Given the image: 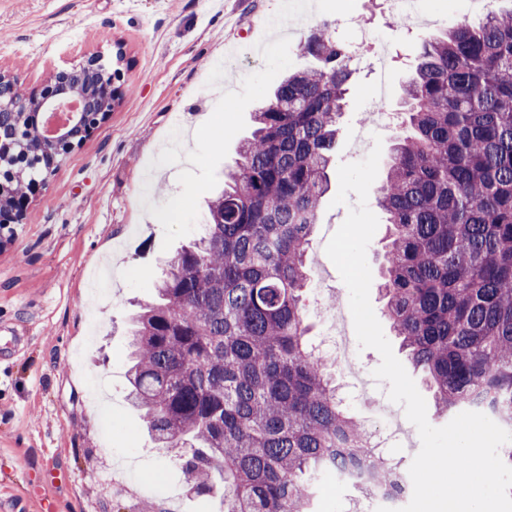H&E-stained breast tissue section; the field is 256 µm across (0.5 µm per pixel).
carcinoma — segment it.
I'll use <instances>...</instances> for the list:
<instances>
[{"label":"carcinoma","instance_id":"carcinoma-1","mask_svg":"<svg viewBox=\"0 0 512 512\" xmlns=\"http://www.w3.org/2000/svg\"><path fill=\"white\" fill-rule=\"evenodd\" d=\"M304 48L317 65L255 112L204 234L131 321L129 399L159 447L182 449L187 492L221 482L224 512H310L331 467L399 466L307 339V255L352 71L326 25ZM400 126L373 186L390 224L386 314L439 414L478 406L512 428V8L424 39ZM0 141L19 186L38 138L0 108Z\"/></svg>","mask_w":512,"mask_h":512}]
</instances>
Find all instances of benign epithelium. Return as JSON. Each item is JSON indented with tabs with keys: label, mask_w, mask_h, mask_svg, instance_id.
<instances>
[{
	"label": "benign epithelium",
	"mask_w": 512,
	"mask_h": 512,
	"mask_svg": "<svg viewBox=\"0 0 512 512\" xmlns=\"http://www.w3.org/2000/svg\"><path fill=\"white\" fill-rule=\"evenodd\" d=\"M111 70L112 64L103 55L91 53L78 65L57 72L56 80L25 91L18 72L0 69V84L11 85L16 93L7 107L29 118L47 156L42 175L30 178L25 192L15 198L9 222L22 220L31 198L47 185L57 155L68 153L86 140L115 108L120 90L114 86Z\"/></svg>",
	"instance_id": "benign-epithelium-1"
}]
</instances>
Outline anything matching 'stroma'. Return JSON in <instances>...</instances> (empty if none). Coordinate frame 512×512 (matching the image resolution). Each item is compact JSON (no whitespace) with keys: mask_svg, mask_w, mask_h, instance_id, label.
<instances>
[{"mask_svg":"<svg viewBox=\"0 0 512 512\" xmlns=\"http://www.w3.org/2000/svg\"><path fill=\"white\" fill-rule=\"evenodd\" d=\"M469 0H431L420 28L395 29L384 0H0V66L25 86L71 68L84 52L123 43L119 106L81 145L63 155L22 223L0 231V328L22 342L0 357V501L23 499L25 512H222L220 495L186 493L179 449L150 440L142 415L126 403L129 319L150 298L168 264L207 222V200L237 157L253 111L285 72L314 66L302 51L322 23L335 28L358 61L340 120L334 164L363 160L380 135L387 170L393 131L366 120L376 75L361 35L392 37L388 112L420 46ZM346 204L322 202L309 252L304 295L310 340L324 339L325 306L349 292L325 246ZM100 376L116 419L104 433L88 386ZM133 454L161 483L134 491L117 471Z\"/></svg>","mask_w":512,"mask_h":512,"instance_id":"stroma-1","label":"stroma"}]
</instances>
